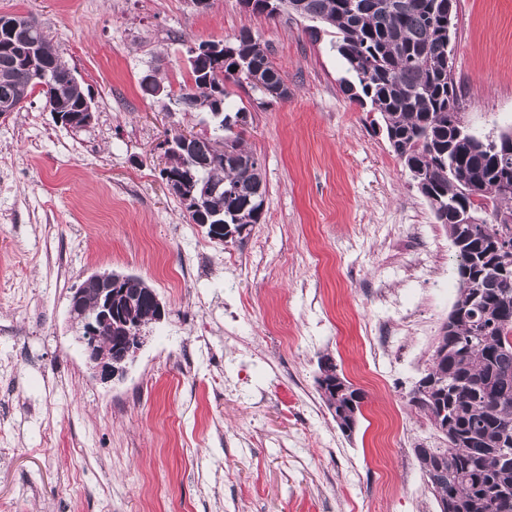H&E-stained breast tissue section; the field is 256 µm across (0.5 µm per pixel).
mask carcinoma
I'll list each match as a JSON object with an SVG mask.
<instances>
[{
	"label": "carcinoma",
	"instance_id": "carcinoma-1",
	"mask_svg": "<svg viewBox=\"0 0 512 512\" xmlns=\"http://www.w3.org/2000/svg\"><path fill=\"white\" fill-rule=\"evenodd\" d=\"M300 16L335 29L337 51L353 80L341 90L361 105L370 104L384 123L387 139L410 173L424 176L419 191L436 223L458 243L455 263L459 287L452 320L436 338L442 355L430 356L426 380L408 405L437 419L446 446L417 455L420 469L436 496L448 499L453 512H499L512 496V262L501 261V244L512 243V193L500 190L512 172V158L495 148L497 139H512V129L498 138L481 139L459 126L461 94L448 78V0H302ZM58 50L41 28L14 32L0 26V103L23 102L36 87L33 77L50 74L43 90L46 102L60 114L82 112L86 95L81 83L54 66ZM192 86L179 91L166 86L176 110H205L214 121L188 148L166 154L160 175L186 181L201 210L186 215L196 224L246 228L262 214L248 205L262 173L243 161L254 156L241 134L233 136L234 153L217 146L238 124L240 112L224 113L230 96L227 83L247 86L275 100L283 82L268 46L248 28L240 30L219 62L200 56L191 63ZM472 216L479 223L470 224ZM114 288H129L138 300L113 301L112 330L101 342L123 336L124 325L140 328L155 321L149 286L139 276L125 275ZM327 391L325 403L341 432L358 419L351 383L333 359L320 358Z\"/></svg>",
	"mask_w": 512,
	"mask_h": 512
}]
</instances>
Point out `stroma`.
Returning <instances> with one entry per match:
<instances>
[{"label": "stroma", "instance_id": "1", "mask_svg": "<svg viewBox=\"0 0 512 512\" xmlns=\"http://www.w3.org/2000/svg\"><path fill=\"white\" fill-rule=\"evenodd\" d=\"M33 19L91 97L72 132L41 89L0 118V512H438L406 396L458 284L454 248L350 80L336 36L238 0H0ZM249 28L292 93L229 112L267 184L233 243L185 218L159 171L168 129L210 113L145 96L190 83L186 50ZM454 76L477 137L512 128V0H458ZM142 277L166 308L123 379L86 367L68 296ZM330 355L365 395L343 435L318 385ZM395 447H383L387 436Z\"/></svg>", "mask_w": 512, "mask_h": 512}]
</instances>
